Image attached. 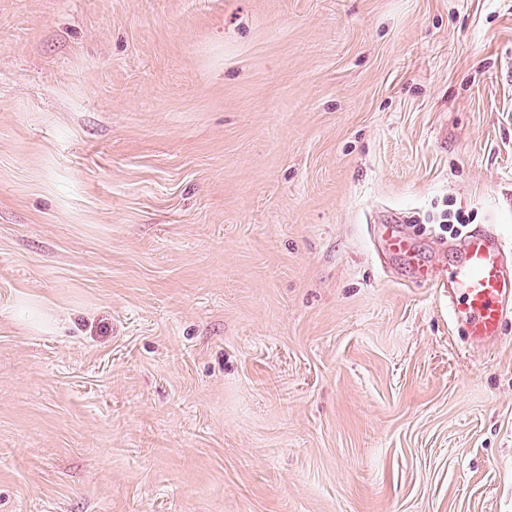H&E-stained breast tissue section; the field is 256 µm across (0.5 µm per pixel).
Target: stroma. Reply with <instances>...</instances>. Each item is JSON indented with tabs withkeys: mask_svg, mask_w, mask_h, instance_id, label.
I'll return each mask as SVG.
<instances>
[{
	"mask_svg": "<svg viewBox=\"0 0 512 512\" xmlns=\"http://www.w3.org/2000/svg\"><path fill=\"white\" fill-rule=\"evenodd\" d=\"M449 210L512 0H0V512H512V323L380 255Z\"/></svg>",
	"mask_w": 512,
	"mask_h": 512,
	"instance_id": "1",
	"label": "stroma"
}]
</instances>
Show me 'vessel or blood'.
<instances>
[{
	"mask_svg": "<svg viewBox=\"0 0 512 512\" xmlns=\"http://www.w3.org/2000/svg\"><path fill=\"white\" fill-rule=\"evenodd\" d=\"M379 233L385 252L404 256L416 278L444 289L450 318L467 339L490 343L501 336L512 319V260L498 234L482 227L448 243L455 259L437 271L420 262L402 223L382 225Z\"/></svg>",
	"mask_w": 512,
	"mask_h": 512,
	"instance_id": "vessel-or-blood-1",
	"label": "vessel or blood"
}]
</instances>
